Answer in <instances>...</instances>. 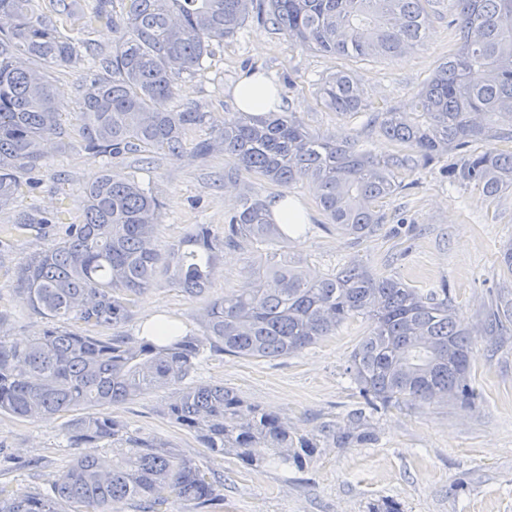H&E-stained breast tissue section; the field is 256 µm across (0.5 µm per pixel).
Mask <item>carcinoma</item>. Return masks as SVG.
<instances>
[{
    "label": "carcinoma",
    "instance_id": "cac0c4a2",
    "mask_svg": "<svg viewBox=\"0 0 512 512\" xmlns=\"http://www.w3.org/2000/svg\"><path fill=\"white\" fill-rule=\"evenodd\" d=\"M97 0L89 14L77 0H0V210L46 163L42 142L62 131L63 106L50 69L90 60L103 74L83 86L85 148L120 158L142 149L180 154L187 132L209 113L168 104L176 79L193 75L213 45L234 37L250 18L288 36L294 45L350 61L396 57L412 48L441 0ZM457 31L455 48L415 95L414 111H375L379 133L408 153L380 160L349 138L309 130L296 112H235L224 127L195 143L196 157L222 153L238 173L271 183L305 182L330 223L360 240L382 223L381 204L402 188L395 171L445 154L448 184L478 190L493 202L512 191V151L477 153L473 143L512 141V0H446ZM79 20L86 29L104 23L118 34L112 54H82L65 34ZM324 105L344 117L370 110L360 83L342 70L320 82ZM163 202L131 178L102 172L85 190L77 224L16 268V283L30 309L47 319L44 334L24 348L0 339V413L37 421L66 418L77 453L49 488L16 500L0 485V512H122L123 506L158 512L171 499L202 512H219L224 483L208 475L162 438H145L115 420L108 409L153 388L182 383L206 350L243 358L280 359L336 334L352 318L369 329L346 368L368 404L416 406L475 404L469 354L472 332L461 326L448 289L425 292L399 279L379 277L350 262L311 280L291 264L250 268L245 281L211 302L200 330L156 336L134 344L71 328L117 329L132 316L138 297L158 275L190 299L210 288L224 249L271 245L301 230L275 224L259 198L224 216V234L195 224L161 250L156 231ZM45 218L24 214L9 233L45 234ZM510 283L497 296L484 333L502 339L512 331V245L502 254ZM215 455L258 462L267 448L285 467H303L317 444L274 412L246 406L222 386L187 387L166 407ZM331 433L339 443L365 441V415Z\"/></svg>",
    "mask_w": 512,
    "mask_h": 512
}]
</instances>
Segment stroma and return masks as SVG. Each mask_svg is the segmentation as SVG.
Masks as SVG:
<instances>
[{"label": "stroma", "instance_id": "stroma-1", "mask_svg": "<svg viewBox=\"0 0 512 512\" xmlns=\"http://www.w3.org/2000/svg\"><path fill=\"white\" fill-rule=\"evenodd\" d=\"M446 6L436 7L422 46L378 61H351L293 46L270 25L249 20L233 39L214 46L203 68L176 82L170 103L180 111L196 106L208 112L206 126L192 129L188 141L209 137L234 112L229 91L251 69L264 71L285 90V111L299 113L311 131L345 134L378 158L402 153V146L379 135L367 114L337 115L320 104L316 90L323 77L348 67L374 106L410 110L412 97L439 62L452 51L456 31ZM93 66L58 67L53 88L65 109L59 135L47 141V165L35 187L23 188L11 208L0 211V225L24 213L57 224L77 223L84 188L102 170L120 178L136 177L164 203L157 244L179 240L193 224L223 231L224 216L239 203L241 191L260 199L287 190L303 201L312 224L279 242L278 250L312 277L336 272L357 261L379 276H392L423 290L448 287L462 326H480L503 286L501 256L512 243V194L487 202L479 191L449 189L446 169L452 156L427 166L399 171L403 189L385 200L383 225L357 240L329 224L305 183L287 187L251 176L244 188L225 185L230 158L135 152L104 163L83 145L80 134L81 85ZM35 235L14 238L0 253V339L18 346L43 333L46 319L34 314L15 286L14 270L25 258L47 248ZM265 247L225 250L208 297H223L239 287L249 267L266 265ZM201 299L159 282L138 299L120 335L141 341L143 323L152 315L175 318L183 333L198 331L205 306ZM368 329L364 319L341 325L335 335L283 359H243L206 352L192 383L218 385L245 404L278 413L318 446L303 468L250 466L238 457L213 455L196 437L163 412L179 386L155 389L111 408L121 425L144 437H161L224 480L223 512H371L383 501L400 512H512V339L498 342L475 336L470 379L474 408L425 404L415 408L367 410V442L335 444L330 433L343 429L363 399L344 370L355 345ZM60 418L37 423L0 414V484L17 497L47 488L49 479L74 458Z\"/></svg>", "mask_w": 512, "mask_h": 512}]
</instances>
